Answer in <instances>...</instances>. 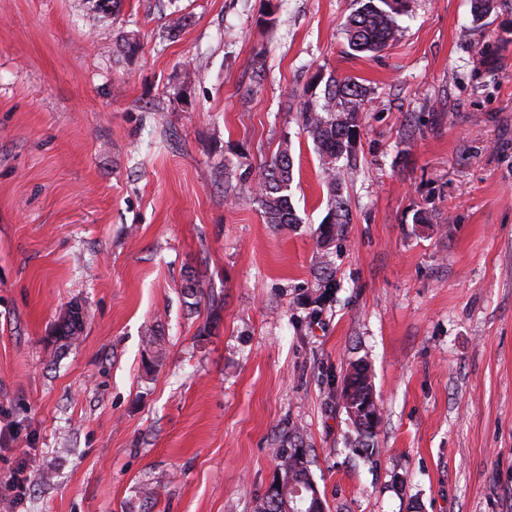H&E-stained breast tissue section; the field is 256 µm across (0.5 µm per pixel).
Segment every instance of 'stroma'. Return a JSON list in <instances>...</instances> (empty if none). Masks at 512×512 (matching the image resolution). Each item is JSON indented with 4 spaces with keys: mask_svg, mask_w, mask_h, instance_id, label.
Instances as JSON below:
<instances>
[{
    "mask_svg": "<svg viewBox=\"0 0 512 512\" xmlns=\"http://www.w3.org/2000/svg\"><path fill=\"white\" fill-rule=\"evenodd\" d=\"M94 5L0 0V507L21 468L10 512H253L285 445L327 512H512V0H409L359 56L355 0ZM316 74L369 90L330 240L290 107ZM283 145L276 225L254 176Z\"/></svg>",
    "mask_w": 512,
    "mask_h": 512,
    "instance_id": "1",
    "label": "stroma"
}]
</instances>
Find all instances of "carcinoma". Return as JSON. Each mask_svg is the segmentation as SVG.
<instances>
[{
  "mask_svg": "<svg viewBox=\"0 0 512 512\" xmlns=\"http://www.w3.org/2000/svg\"><path fill=\"white\" fill-rule=\"evenodd\" d=\"M358 7L346 18L344 34L349 48L357 53H377L392 42L398 31L397 16L404 12L406 0H357ZM308 90L292 93L297 101V112L302 119L303 130L312 139L319 154L331 164L327 172V186L333 197L334 209L328 227L327 236L341 235L344 232L343 212L345 202L336 194V168L332 163L345 156L352 158L354 148L350 145L351 133L360 127V112L368 90L353 79H328L325 83L323 103L318 105L307 96ZM292 182V164L288 146H283L272 158L265 162L258 175V199L268 224H295L297 217L290 201ZM82 325L66 318L58 327V336L68 342L75 341ZM359 365H354L344 378V395L347 400V388H355L354 395L366 401L369 395L366 384L359 383ZM358 444L370 450L374 432L370 431L369 419L352 422ZM276 473L280 475L284 488L297 487L310 482L308 467L296 457L294 448H278ZM285 504L278 496L263 495L256 502L254 512H284Z\"/></svg>",
  "mask_w": 512,
  "mask_h": 512,
  "instance_id": "cac0c4a2",
  "label": "carcinoma"
}]
</instances>
